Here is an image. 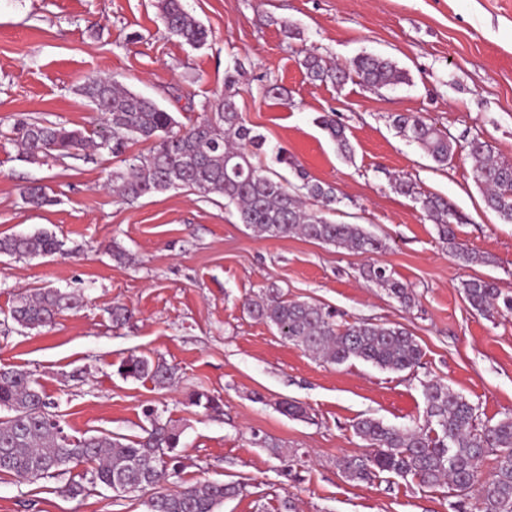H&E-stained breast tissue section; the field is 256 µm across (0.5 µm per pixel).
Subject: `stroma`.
Wrapping results in <instances>:
<instances>
[{"label":"stroma","instance_id":"obj_1","mask_svg":"<svg viewBox=\"0 0 512 512\" xmlns=\"http://www.w3.org/2000/svg\"><path fill=\"white\" fill-rule=\"evenodd\" d=\"M208 29L198 49L166 30L157 0H0V236L52 232L65 251L0 255V368L27 371L65 432L143 436L146 409L182 428L180 466L162 486L236 482L242 491L219 512H454L447 486L410 479L348 481L336 462L368 452L354 423L365 416L400 428L423 423L421 384L437 380L474 404L481 420L512 413V312L489 319L472 310L461 284L473 276L512 296V224L488 210L471 162L458 153L436 166L398 133L411 113L459 142H489L512 162V0H184ZM344 64L368 52L395 60L407 83L374 89L313 83L305 52ZM236 80V106L265 140L261 161L284 151L296 169L332 186V221L362 225L381 240L360 254L299 235L256 236L223 197L185 189L135 202L112 190L120 159L87 149L31 163L10 133L20 118L92 133L104 117L78 93L86 80L113 77L156 100L179 121L203 117ZM335 113L353 148L342 159L316 119ZM448 199L462 216L460 242L487 263L459 265L437 226L394 178ZM41 184L48 204L26 205L23 187ZM122 258H115V251ZM381 265L413 291L402 307L369 282ZM57 288L81 308L54 324L24 329L10 310L18 294ZM281 298L332 310L341 323H399L422 347L418 366L385 371L351 360L330 364L251 317L248 299ZM131 318L112 322L113 305ZM173 366L167 386L119 374L128 356ZM218 410L191 405L192 393ZM284 400L304 418L285 416ZM271 439L287 453L272 456ZM86 465L20 482L0 474V512H146L144 494L90 485ZM85 484L78 497L68 484Z\"/></svg>","mask_w":512,"mask_h":512}]
</instances>
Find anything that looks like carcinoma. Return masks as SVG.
<instances>
[{
  "instance_id": "cac0c4a2",
  "label": "carcinoma",
  "mask_w": 512,
  "mask_h": 512,
  "mask_svg": "<svg viewBox=\"0 0 512 512\" xmlns=\"http://www.w3.org/2000/svg\"><path fill=\"white\" fill-rule=\"evenodd\" d=\"M157 8L168 31L191 47L207 42L208 29L185 8L183 0H158ZM301 65L312 82L343 86L352 77L373 88L409 81L405 70L391 59L359 54L345 66H329L314 53L304 55ZM224 96L208 105L211 116L185 125L159 104L135 93L111 77H96L78 88L95 109L107 115L108 125L92 136L51 122L21 120L11 133L24 157L40 163L50 157H71L93 147L105 150L125 163L113 173L121 196L133 202L145 195L187 188L202 197L218 195L237 209L240 223L266 238L293 234L343 246L357 253L372 252L380 242L359 224L335 223L326 217L337 202L335 189L309 179L297 170L301 184L287 182L272 168L253 162L254 151L264 145L263 137L247 127L237 110L231 86ZM336 145L337 153L351 158L352 147L345 127L335 113L317 118ZM394 127L417 143L439 165L466 150L475 181L486 208L501 221L512 223V162L495 155L486 141L473 138L462 146L447 132L413 114H397ZM132 142L150 145L147 154L126 155ZM396 191L412 197L437 226L442 242L464 266L486 262V258L457 241L454 225L462 217L448 200L436 195H419L408 180L394 184ZM25 203L41 207L48 202L40 187L22 192ZM63 244L48 231L32 235L12 234L0 238V253L19 258L54 255ZM367 278L388 290L400 304L413 300L411 289L394 279L384 266H371ZM463 295L478 313L493 318L500 307L512 311V298H501L491 280L472 277L462 283ZM80 305V299L58 289L20 296L12 318L25 328L52 324L64 310ZM249 314L276 327L289 342L332 364L352 359L381 369L403 371L420 363L423 350L414 334L401 324L365 321L337 323L332 311L307 301L284 300L271 290L246 302ZM121 374L136 379L150 378L163 386L174 369L144 356L131 355L122 361ZM426 400L424 424L399 428L365 417L353 425L355 433L368 442L371 451L339 462L352 482H369L386 473L411 478L422 488L448 483L455 512H512V414L494 423L479 419L477 408L449 387L434 381L423 384ZM47 395L19 369H0V473L17 481H31L64 473L72 464L92 465L91 480L123 494L127 490L147 495L146 512H217L225 500L240 493L234 483L189 485L178 490L158 489L163 470L158 463L165 452L178 447L181 432L169 421L150 418L146 435L126 442L122 438L90 436L72 438L56 416L48 411ZM496 457L488 478L479 465L487 454Z\"/></svg>"
}]
</instances>
